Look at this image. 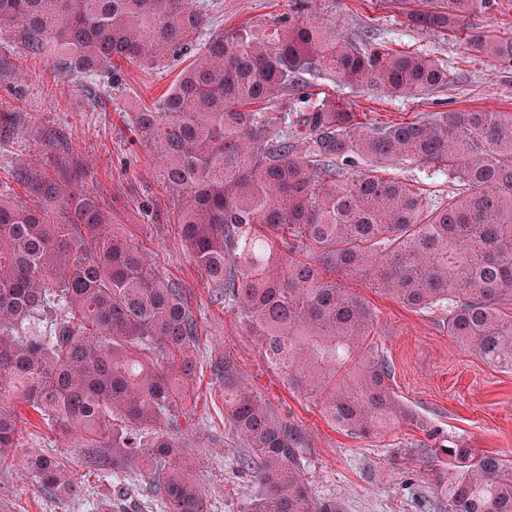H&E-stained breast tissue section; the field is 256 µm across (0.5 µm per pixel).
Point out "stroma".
<instances>
[{
	"label": "stroma",
	"mask_w": 512,
	"mask_h": 512,
	"mask_svg": "<svg viewBox=\"0 0 512 512\" xmlns=\"http://www.w3.org/2000/svg\"><path fill=\"white\" fill-rule=\"evenodd\" d=\"M210 29L225 32L247 25L302 21L340 32L354 43L428 55L447 68L450 82L436 92L413 96L380 89L342 90L353 109L378 123L411 121L429 112L475 109L512 111V61L470 51L464 41L412 28L386 0H211ZM197 52L170 62L165 74L125 67L112 96L89 110L80 80L55 76L42 64L29 65L19 91L0 87V111L15 112L14 135L0 138V185L14 186L18 168L50 157L69 162L88 190L112 213V232L125 238L148 265L178 282L198 323L197 380L187 399L194 429L185 460L222 512H239L254 484L240 472L243 453L224 423V386L211 363L231 358L243 384L286 416L305 436L303 456L313 492L344 501L347 512H433L423 477L432 460L420 447L451 442L512 459V370L457 347L446 329L447 309L412 310L382 295L363 279L347 286L375 312L370 332L388 359L392 386L401 400L426 420V430L390 427L362 439L337 430L320 405L288 387L247 336L235 309L225 307L194 264L180 235L174 202L161 185L150 151L135 137L128 116L138 100L159 97ZM391 175L423 188L437 201L456 189L435 166L402 162ZM16 458L52 453L75 460L77 439L61 435L33 410L22 408ZM109 482L83 488L68 500L44 495L20 468L0 470V502L24 512H87L95 494H112Z\"/></svg>",
	"instance_id": "35a3bbf8"
}]
</instances>
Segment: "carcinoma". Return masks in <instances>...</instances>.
<instances>
[{
	"label": "carcinoma",
	"mask_w": 512,
	"mask_h": 512,
	"mask_svg": "<svg viewBox=\"0 0 512 512\" xmlns=\"http://www.w3.org/2000/svg\"><path fill=\"white\" fill-rule=\"evenodd\" d=\"M413 25L512 60V36L470 30L492 0H392ZM201 0H0V84L37 59L83 80L97 103L118 70H159L199 47L160 97L129 116L153 152L196 266L237 310L288 388L338 429L369 438L420 414L391 387L366 344L373 311L341 278H366L411 309L448 307L458 347L512 369V112L448 110L371 123L336 87L426 95L448 70L424 55L359 46L300 22L207 33ZM364 162L354 172L356 160ZM434 164L458 183L429 203L382 169ZM53 157L18 170L20 199L0 189V470L15 465L23 403L77 433L73 465L25 464L64 500L82 479L136 482L166 512H210L182 452L183 402L199 330L179 283L112 235V217ZM224 422L255 484L240 512H345L311 491L300 430L240 383L224 359ZM436 512H512V460L461 442L428 448ZM125 494L89 503L127 512Z\"/></svg>",
	"instance_id": "obj_1"
}]
</instances>
